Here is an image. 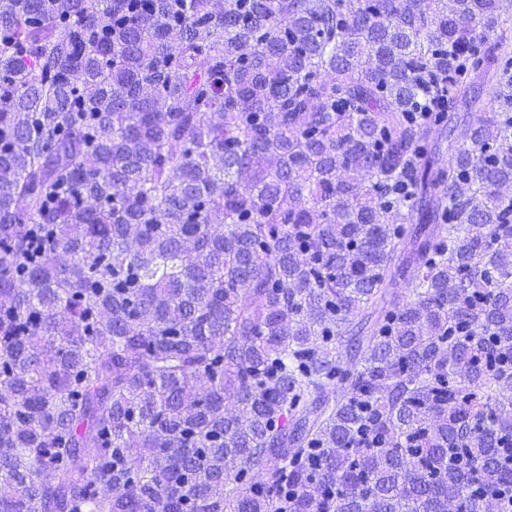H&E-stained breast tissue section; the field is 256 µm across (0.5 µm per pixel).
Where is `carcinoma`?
I'll use <instances>...</instances> for the list:
<instances>
[{
	"label": "carcinoma",
	"instance_id": "carcinoma-1",
	"mask_svg": "<svg viewBox=\"0 0 512 512\" xmlns=\"http://www.w3.org/2000/svg\"><path fill=\"white\" fill-rule=\"evenodd\" d=\"M510 148L512 0H0V512H512Z\"/></svg>",
	"mask_w": 512,
	"mask_h": 512
}]
</instances>
